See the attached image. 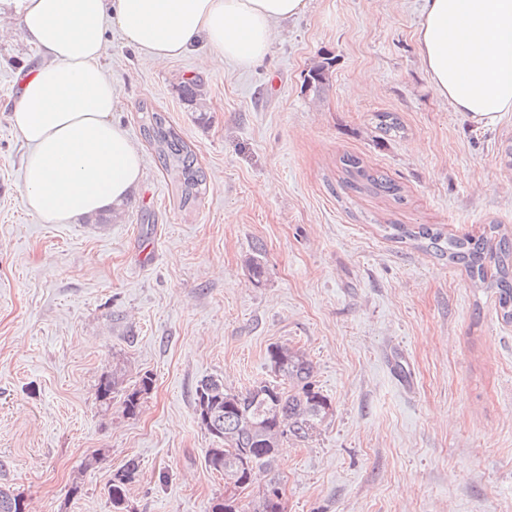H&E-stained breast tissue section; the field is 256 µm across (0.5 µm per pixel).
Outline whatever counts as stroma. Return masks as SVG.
Segmentation results:
<instances>
[{
  "label": "stroma",
  "mask_w": 512,
  "mask_h": 512,
  "mask_svg": "<svg viewBox=\"0 0 512 512\" xmlns=\"http://www.w3.org/2000/svg\"><path fill=\"white\" fill-rule=\"evenodd\" d=\"M421 5L309 0L246 69L208 70L203 47L147 64L109 28L112 119L144 176L104 224L24 209L27 147L8 115L19 67L42 55L0 18V463L29 512H115L111 479L131 460L127 512H210L224 480L205 462L195 387L273 380L275 343L307 356L330 405L320 434L275 462L286 512H512V324L464 269L383 231L460 237L495 222L512 235V112L480 127L435 94ZM323 53L335 63L316 95L303 81ZM192 79L207 89L204 123L178 97ZM145 102L206 174L194 203L141 134ZM378 112L397 113L404 135L382 137ZM346 154L397 181L403 201L342 189ZM114 373L106 404L97 388ZM146 375L127 416L123 397ZM152 386V378L143 376L140 380L139 387L125 394L123 399L124 412L130 416H136L141 407V399L147 394Z\"/></svg>",
  "instance_id": "35a3bbf8"
}]
</instances>
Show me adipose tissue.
<instances>
[{"label": "adipose tissue", "mask_w": 512, "mask_h": 512, "mask_svg": "<svg viewBox=\"0 0 512 512\" xmlns=\"http://www.w3.org/2000/svg\"><path fill=\"white\" fill-rule=\"evenodd\" d=\"M308 0H0L43 60L26 72L10 122L28 146L22 203L49 224L121 208L143 162L112 120L103 57L117 26L148 61L196 46L247 68L270 51L280 23ZM417 46L428 81L475 125L512 112V0H423Z\"/></svg>", "instance_id": "1"}]
</instances>
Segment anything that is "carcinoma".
<instances>
[{
	"mask_svg": "<svg viewBox=\"0 0 512 512\" xmlns=\"http://www.w3.org/2000/svg\"><path fill=\"white\" fill-rule=\"evenodd\" d=\"M333 63L334 58L325 56L314 62L304 76L305 88L319 93L329 81ZM179 93L182 101L198 112L197 119H205L204 84L188 81L180 86ZM139 111L142 112L141 133L162 168L182 179L184 201L196 199L206 184V177L191 148L164 113L146 104ZM376 118L377 128L386 135L404 130L399 117L391 112H380ZM341 169V184L348 189L394 200L402 198L398 184L366 168L357 156H344ZM384 231L390 239L411 241L450 264L463 266L474 287L495 296L501 320L512 324V237L502 232L501 225L489 224L481 235L463 238L447 237L440 229L425 224L417 227L389 224ZM268 359L278 380L261 381L243 391H232L224 385V380L209 377L199 382L194 397L197 417L208 413L212 418V426L205 431L217 442V447L208 450L209 469L221 475L233 471L248 487L257 482L258 476H266L262 490L251 501V512H284L282 496L274 494L281 489L280 479L274 473L280 442L286 437L297 441L312 439L330 411V404L313 386V366L303 353L287 345H274L268 350ZM151 386L152 378L145 375L139 387L125 394L126 414L137 415L141 399ZM136 472L137 465L130 461L114 474L110 485L114 508L123 505L126 485L132 482ZM24 505L21 494L0 482V512H20ZM238 505L239 497L226 487L224 497L215 501L211 512H240Z\"/></svg>",
	"mask_w": 512,
	"mask_h": 512,
	"instance_id": "cac0c4a2",
	"label": "carcinoma"
}]
</instances>
